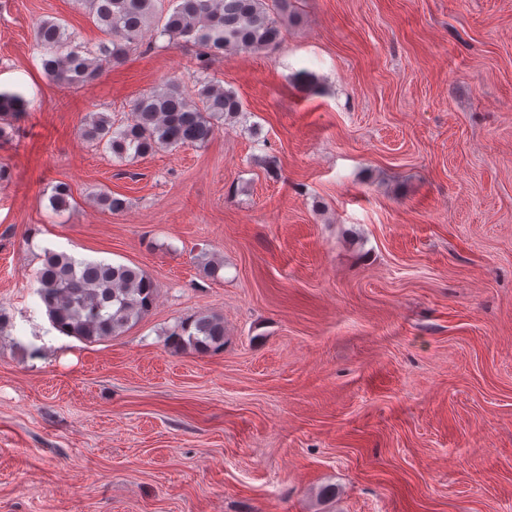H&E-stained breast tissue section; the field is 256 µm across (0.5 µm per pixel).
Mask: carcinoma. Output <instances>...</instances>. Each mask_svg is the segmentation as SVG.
<instances>
[{
	"label": "carcinoma",
	"instance_id": "1",
	"mask_svg": "<svg viewBox=\"0 0 512 512\" xmlns=\"http://www.w3.org/2000/svg\"><path fill=\"white\" fill-rule=\"evenodd\" d=\"M286 0H172L167 17L158 15L156 0H81L108 38L91 50L74 43L67 28L43 20L35 30L43 51L42 68L50 79L66 84L99 78L104 66L123 61L145 31L158 24L156 34L183 39L199 49L201 68L226 51L274 49L281 40L276 17ZM30 110L19 93L0 92V138L9 135L7 120ZM243 103L238 95L210 80H201L188 92L175 81L136 98L127 122L116 126L111 116H90L81 136L120 161L134 160L179 145H203L215 128L239 118ZM70 189L53 188L54 213L70 207ZM96 203L112 213L124 211L129 201L109 189L95 195ZM37 294L52 326L61 334L87 343L122 335L155 305L157 285L139 268L102 260L77 258L45 249L36 273ZM175 351L216 353L224 349V321L205 313L178 323L169 332Z\"/></svg>",
	"mask_w": 512,
	"mask_h": 512
}]
</instances>
